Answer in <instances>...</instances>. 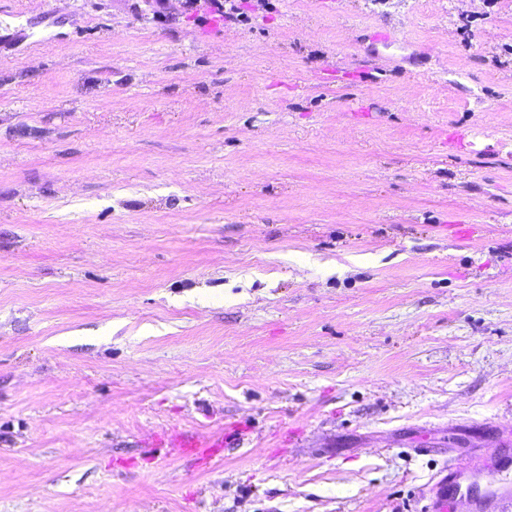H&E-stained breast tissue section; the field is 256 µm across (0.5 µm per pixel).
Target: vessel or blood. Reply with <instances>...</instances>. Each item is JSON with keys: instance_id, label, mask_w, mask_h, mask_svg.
<instances>
[{"instance_id": "obj_1", "label": "vessel or blood", "mask_w": 512, "mask_h": 512, "mask_svg": "<svg viewBox=\"0 0 512 512\" xmlns=\"http://www.w3.org/2000/svg\"><path fill=\"white\" fill-rule=\"evenodd\" d=\"M244 435L236 426L200 433L172 435L167 445L180 455L196 456L206 465L222 453L233 441H243ZM467 466H448L442 469L425 498L429 512H512V450L502 449L496 462L504 474L502 482L487 485L481 481L486 458L481 449L467 451Z\"/></svg>"}]
</instances>
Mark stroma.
Instances as JSON below:
<instances>
[{"instance_id": "obj_1", "label": "stroma", "mask_w": 512, "mask_h": 512, "mask_svg": "<svg viewBox=\"0 0 512 512\" xmlns=\"http://www.w3.org/2000/svg\"><path fill=\"white\" fill-rule=\"evenodd\" d=\"M235 4L0 0V512H425L512 437V0ZM245 435L234 425H229L219 431L200 433H179L172 435L165 448L179 455L192 454L202 466H206L222 453L225 446L232 441H243Z\"/></svg>"}]
</instances>
